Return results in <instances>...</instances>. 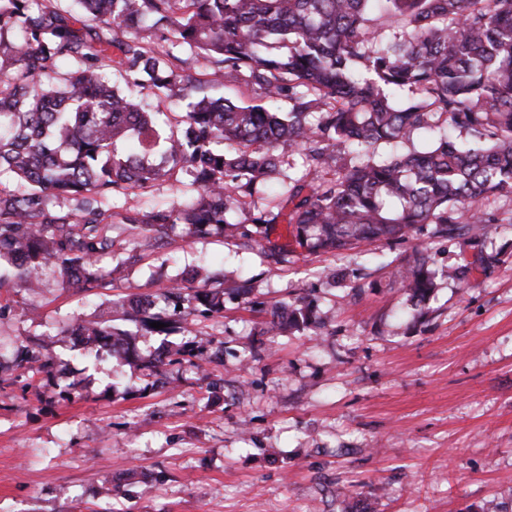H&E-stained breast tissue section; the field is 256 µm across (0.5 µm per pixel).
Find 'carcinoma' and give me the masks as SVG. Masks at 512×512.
<instances>
[{"instance_id":"cac0c4a2","label":"carcinoma","mask_w":512,"mask_h":512,"mask_svg":"<svg viewBox=\"0 0 512 512\" xmlns=\"http://www.w3.org/2000/svg\"><path fill=\"white\" fill-rule=\"evenodd\" d=\"M375 1L392 28L379 42L368 26ZM67 2L0 0V261L16 265V286L40 287L53 264L65 288L108 287L112 272L97 261L117 253L118 224L132 230L133 252L179 224L186 236L224 233L244 197L275 182L286 148L304 153L310 176L281 185L299 245L412 237L413 255L393 272L410 300H427L439 278L467 281V268L429 266L428 240L485 237V203L512 194V0ZM182 53L211 72H188ZM221 75L243 79L261 103L217 95ZM133 87L176 101V122L145 109ZM282 98L286 112L273 107ZM442 120L459 138L438 133ZM416 133L432 139L370 155ZM160 181L192 197L127 208ZM247 245L279 262L277 246L250 236ZM213 278L201 268L112 308L138 332L165 333L224 312ZM159 298L187 306L174 318L156 309ZM316 322L302 298L276 307L269 329ZM77 328L110 350L130 335L100 320ZM192 350L187 342L147 361L150 387ZM15 361L51 369L36 341Z\"/></svg>"}]
</instances>
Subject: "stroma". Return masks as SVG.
<instances>
[{"label": "stroma", "instance_id": "1", "mask_svg": "<svg viewBox=\"0 0 512 512\" xmlns=\"http://www.w3.org/2000/svg\"><path fill=\"white\" fill-rule=\"evenodd\" d=\"M490 208L501 262L465 287L438 280L423 303L388 268L412 242L312 252L281 220L242 225L284 246L274 266L241 236L173 235L134 264L101 257L109 287L66 288L50 269L0 295V358L35 336L54 360L0 382V512H512V195ZM203 264L252 290L188 336L131 337L145 356L193 341L165 388L58 333L122 327L113 300ZM298 297L324 326L269 335L271 306Z\"/></svg>", "mask_w": 512, "mask_h": 512}]
</instances>
